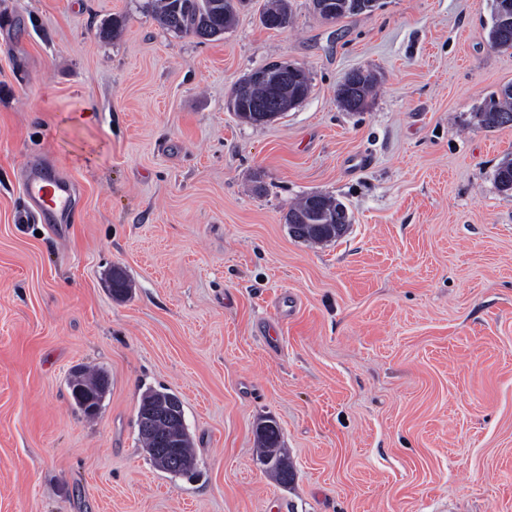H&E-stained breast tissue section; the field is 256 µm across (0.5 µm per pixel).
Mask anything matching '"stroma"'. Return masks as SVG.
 Listing matches in <instances>:
<instances>
[{
    "instance_id": "obj_1",
    "label": "stroma",
    "mask_w": 512,
    "mask_h": 512,
    "mask_svg": "<svg viewBox=\"0 0 512 512\" xmlns=\"http://www.w3.org/2000/svg\"><path fill=\"white\" fill-rule=\"evenodd\" d=\"M145 2L0 0V512H512V126L476 117L512 84L492 0L333 23L289 0L284 29L250 0L209 41ZM281 60L307 98L240 122L232 87ZM359 68L378 92L348 112ZM32 165L69 184L60 223ZM312 193L346 206L338 240L290 234ZM77 366L107 376L96 416ZM149 387L183 403L189 474L142 447ZM268 418L285 484L255 449Z\"/></svg>"
}]
</instances>
